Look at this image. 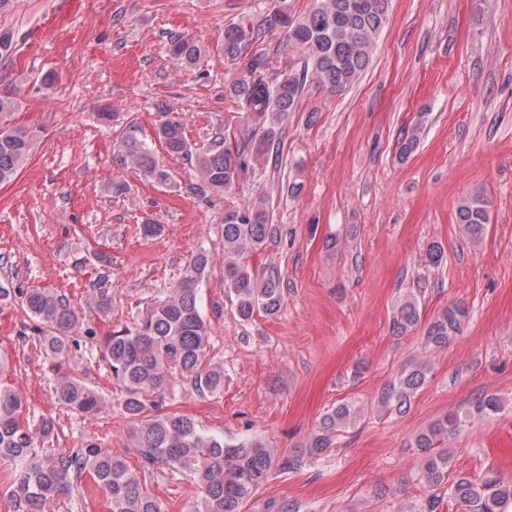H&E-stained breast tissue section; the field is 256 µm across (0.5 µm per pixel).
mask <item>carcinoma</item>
I'll return each instance as SVG.
<instances>
[{
  "mask_svg": "<svg viewBox=\"0 0 512 512\" xmlns=\"http://www.w3.org/2000/svg\"><path fill=\"white\" fill-rule=\"evenodd\" d=\"M391 0H314L300 17L282 6L256 16L246 27L224 28V56L247 59L246 70L233 79L227 92L242 103L247 127L261 133L259 142L250 136H224L206 149L192 148L185 137L182 119L166 117L156 130L166 152L189 164L198 177L194 192L228 189L238 183L247 168L245 158L273 147L279 125L298 106L306 86L328 94L344 91L371 63L376 39L384 28ZM274 32L283 34L286 46L304 53L299 69H280V64L261 47ZM170 52L184 69L197 66L204 47L191 38H171ZM36 134L23 128H0V183L14 179L32 150ZM113 160L130 166L160 186L174 184L171 172L154 152L133 137L113 144ZM490 202L479 191L462 197L456 206V223L473 244L482 240L490 220ZM224 287L234 296L238 315L250 320L260 313L276 314L285 300L280 271L272 266L254 273L245 255L266 246L279 235L269 223L268 200L260 196L242 208L224 213ZM447 260L442 243H429L424 262L439 267ZM210 263L199 252L191 257L180 280L168 294L141 312L134 327L112 333L105 342V357L112 379L120 388L117 405L133 425L129 437L144 470L167 469L186 475L197 489L193 512H243L246 503L276 471L293 470L303 458L278 455L260 440L227 443L200 428L194 419L163 411L167 389L180 378L199 396L224 392V365L208 357L210 324L200 308L201 284ZM19 299L37 322L39 348L57 358L74 360L82 342L77 328L82 321L67 298L39 289L18 290ZM470 310L454 302L438 313L421 336L426 352L446 347L469 320ZM421 324L419 302L409 295L398 305L392 330L404 334ZM429 361L422 359L391 379L378 397L381 411L402 415L413 396L427 383ZM58 401L81 415H95L108 407L105 398L77 368L57 377ZM504 403L496 395L485 396L470 415L489 417L501 413ZM354 403L344 401L321 418L308 442L309 458L332 447L339 432L357 418ZM463 425L456 412L434 420L415 437L424 457L421 480L427 495L422 512H439L444 502L455 512H507L512 505V482L497 477L472 479L449 477L448 454L440 445ZM55 437V420L46 417L37 427L23 418V401L15 387L0 378V461L14 466L7 498L13 512H45L51 500L73 492L89 475L112 505V512H166L125 457L115 454L97 439H89L70 453H48L45 444Z\"/></svg>",
  "mask_w": 512,
  "mask_h": 512,
  "instance_id": "obj_1",
  "label": "carcinoma"
}]
</instances>
